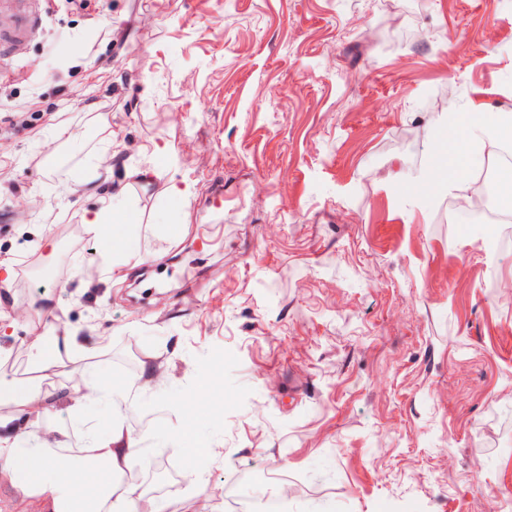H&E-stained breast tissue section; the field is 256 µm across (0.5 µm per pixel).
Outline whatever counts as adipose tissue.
<instances>
[{
  "instance_id": "ef3b65f1",
  "label": "adipose tissue",
  "mask_w": 512,
  "mask_h": 512,
  "mask_svg": "<svg viewBox=\"0 0 512 512\" xmlns=\"http://www.w3.org/2000/svg\"><path fill=\"white\" fill-rule=\"evenodd\" d=\"M512 143V113L491 111L489 104L473 100L463 114L453 144L454 160L448 165L446 187L450 196L469 200L478 193L476 180L461 174L460 156L476 153L481 161L495 162L505 144ZM87 337L57 329L33 336L29 343L32 364L47 375L77 377L74 409L104 401L112 408L107 431L87 430L84 444L72 462L58 463L55 456L32 459L19 443L27 425L43 427L47 448L69 447L72 433L56 425L48 394L25 378H0V395L11 398L14 408L0 414V484L10 485L19 500L36 505L39 512H140L145 500L138 487L124 480L143 449L125 428L122 411L129 392L103 384L85 364Z\"/></svg>"
}]
</instances>
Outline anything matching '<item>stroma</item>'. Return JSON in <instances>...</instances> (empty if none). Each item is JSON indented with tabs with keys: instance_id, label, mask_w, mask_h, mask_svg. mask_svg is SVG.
I'll return each mask as SVG.
<instances>
[{
	"instance_id": "stroma-1",
	"label": "stroma",
	"mask_w": 512,
	"mask_h": 512,
	"mask_svg": "<svg viewBox=\"0 0 512 512\" xmlns=\"http://www.w3.org/2000/svg\"><path fill=\"white\" fill-rule=\"evenodd\" d=\"M94 5L0 0V377L41 383L49 294L104 383L157 366L129 431L169 512H503L512 245L440 159L474 90L512 108V0ZM122 207V201L118 197L112 196L109 199L108 205L102 208L99 212L95 213L89 219H86L85 230L86 233L102 240L105 247L109 248L114 240L113 229L111 236V225L108 222L107 216L112 212L114 217Z\"/></svg>"
}]
</instances>
